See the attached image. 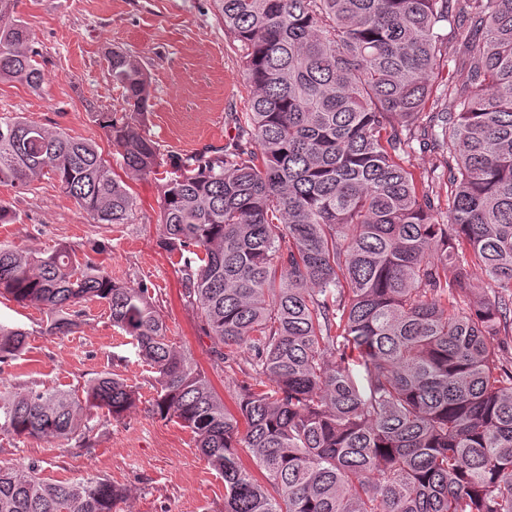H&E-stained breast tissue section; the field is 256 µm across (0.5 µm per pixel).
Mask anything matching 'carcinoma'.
I'll return each instance as SVG.
<instances>
[{
  "label": "carcinoma",
  "instance_id": "cac0c4a2",
  "mask_svg": "<svg viewBox=\"0 0 512 512\" xmlns=\"http://www.w3.org/2000/svg\"><path fill=\"white\" fill-rule=\"evenodd\" d=\"M214 2L251 87L236 141L163 160L137 120L146 74L118 50L108 71L133 116L97 121L125 170L173 168L159 244L206 335L249 352L237 413L170 342L144 283L68 246L1 244L0 295L42 310L52 336L72 332L70 309L105 303L154 370L155 414L224 479V512H512V0ZM14 8L0 0V81L36 89ZM460 57L449 112L433 81ZM416 143L435 156L420 175L405 165ZM49 173L93 223L136 220L95 143L0 115V186ZM27 336L0 324V362ZM135 402L117 374L82 399L0 390V435L69 440L93 411L118 420ZM125 494L0 466V512H113Z\"/></svg>",
  "mask_w": 512,
  "mask_h": 512
}]
</instances>
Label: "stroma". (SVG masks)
I'll return each mask as SVG.
<instances>
[{
	"mask_svg": "<svg viewBox=\"0 0 512 512\" xmlns=\"http://www.w3.org/2000/svg\"><path fill=\"white\" fill-rule=\"evenodd\" d=\"M15 14L33 37L43 82L35 90L0 83V114L19 113L95 141L110 156L96 115L125 114L107 56L126 50L148 76L143 129L163 158L209 154L233 142L231 115L247 111L250 89L241 44L225 30L212 0H17ZM128 184L139 203L132 224L90 223L48 175L22 191L0 186V200L10 209L0 222V243L36 252L68 244L113 279L147 284L171 343L232 403L243 376L217 359L213 339L182 297L177 255L158 242L159 179L135 177ZM79 311L72 333L51 336L45 313L0 297V323L28 333L22 359L0 362V383L79 393L88 380L115 373L135 391L134 407L119 420L98 414L89 432L68 441L0 436V464L34 463L49 480L107 479L128 491L114 512H224V480L200 456L190 430L153 416V374L130 337L113 327L104 303L89 301Z\"/></svg>",
	"mask_w": 512,
	"mask_h": 512,
	"instance_id": "1",
	"label": "stroma"
}]
</instances>
